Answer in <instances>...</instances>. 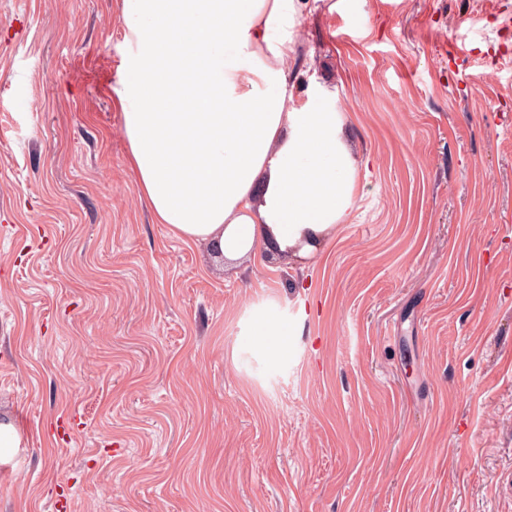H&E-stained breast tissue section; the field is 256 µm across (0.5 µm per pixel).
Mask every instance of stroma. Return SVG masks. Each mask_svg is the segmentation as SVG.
<instances>
[{
  "instance_id": "1",
  "label": "stroma",
  "mask_w": 512,
  "mask_h": 512,
  "mask_svg": "<svg viewBox=\"0 0 512 512\" xmlns=\"http://www.w3.org/2000/svg\"><path fill=\"white\" fill-rule=\"evenodd\" d=\"M480 0H307L356 203L304 260L155 223L120 0H0V512H512V57ZM293 329L267 367L249 336ZM290 330L276 316L261 313L254 321L250 336H254L253 347L276 360H282L287 352Z\"/></svg>"
}]
</instances>
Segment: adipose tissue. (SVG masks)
Returning a JSON list of instances; mask_svg holds the SVG:
<instances>
[{"label": "adipose tissue", "mask_w": 512, "mask_h": 512, "mask_svg": "<svg viewBox=\"0 0 512 512\" xmlns=\"http://www.w3.org/2000/svg\"><path fill=\"white\" fill-rule=\"evenodd\" d=\"M301 0H121L132 50L116 91L127 163L157 223L226 261L315 255L355 203L336 103L288 91ZM283 359L288 327L256 317Z\"/></svg>", "instance_id": "1"}]
</instances>
